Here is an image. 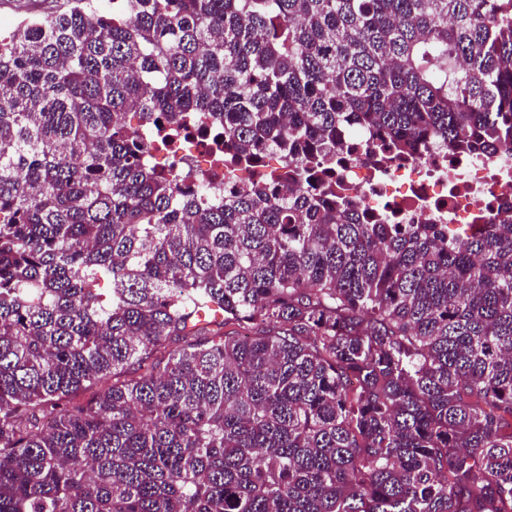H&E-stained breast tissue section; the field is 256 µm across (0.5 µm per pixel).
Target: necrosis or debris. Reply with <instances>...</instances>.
I'll list each match as a JSON object with an SVG mask.
<instances>
[{
	"mask_svg": "<svg viewBox=\"0 0 512 512\" xmlns=\"http://www.w3.org/2000/svg\"><path fill=\"white\" fill-rule=\"evenodd\" d=\"M182 146L148 157L169 176L189 172L214 183L225 193L247 185L250 176L239 170L236 179L224 176L215 161L212 134L194 129L180 135ZM378 135L364 128L340 129L336 152L323 160L336 177V188L367 221L383 224H490L500 210L512 206V151L453 154L430 141L409 155L379 154Z\"/></svg>",
	"mask_w": 512,
	"mask_h": 512,
	"instance_id": "necrosis-or-debris-1",
	"label": "necrosis or debris"
}]
</instances>
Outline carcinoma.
Listing matches in <instances>:
<instances>
[{
	"mask_svg": "<svg viewBox=\"0 0 512 512\" xmlns=\"http://www.w3.org/2000/svg\"><path fill=\"white\" fill-rule=\"evenodd\" d=\"M512 146V0H94L0 39V512H512V208L303 185ZM273 150L221 198L143 134ZM293 186H288V181ZM371 129H339L336 156L323 159L336 189L367 221L383 224H492L512 206V151L448 153L430 141L409 155L375 148Z\"/></svg>",
	"mask_w": 512,
	"mask_h": 512,
	"instance_id": "carcinoma-1",
	"label": "carcinoma"
}]
</instances>
